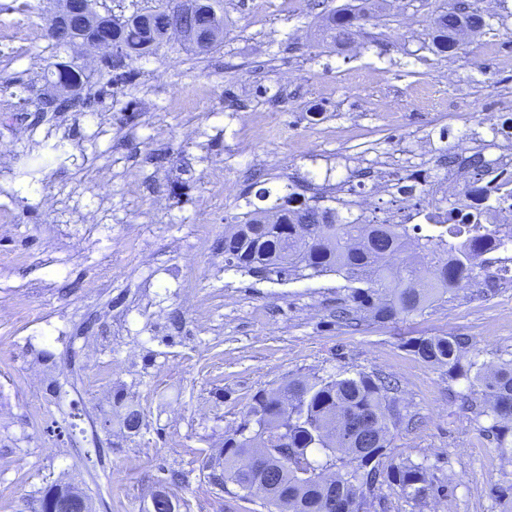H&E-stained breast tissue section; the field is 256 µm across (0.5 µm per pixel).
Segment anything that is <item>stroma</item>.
Returning a JSON list of instances; mask_svg holds the SVG:
<instances>
[{
	"label": "stroma",
	"instance_id": "stroma-1",
	"mask_svg": "<svg viewBox=\"0 0 512 512\" xmlns=\"http://www.w3.org/2000/svg\"><path fill=\"white\" fill-rule=\"evenodd\" d=\"M349 2L219 0L220 48L166 40L126 61L117 94L85 50L86 98L65 112L39 101L46 66L72 49L37 41L35 68L0 41V512H39L67 482L94 512H151L160 487L177 512H256L209 479L225 433L257 392L341 369L395 379L387 454L441 487L422 500L383 487L370 512H512V448L460 402L475 387L408 348L453 333L481 361L512 359V283L354 328L336 318L342 278L260 280L224 260L253 183L369 196L382 222L396 202L377 183L439 179L462 140L512 144V0L463 39L445 84L428 48L444 0L376 5L337 49L322 21ZM363 158L375 176L361 181ZM118 396L140 410L138 432L120 428Z\"/></svg>",
	"mask_w": 512,
	"mask_h": 512
}]
</instances>
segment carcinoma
<instances>
[{
    "label": "carcinoma",
    "instance_id": "1",
    "mask_svg": "<svg viewBox=\"0 0 512 512\" xmlns=\"http://www.w3.org/2000/svg\"><path fill=\"white\" fill-rule=\"evenodd\" d=\"M171 0L150 13V22L118 24L112 41L141 57L152 55L166 39ZM369 0L342 8L329 16L326 39L332 46L346 45L371 18ZM490 26L475 0H450L430 24L434 52L457 47L462 28ZM56 75L75 88L78 99L86 83L84 68L72 63ZM275 197L270 206L263 205ZM242 213L224 234V261L248 274L267 278H314L334 273L348 283L351 311L380 321L407 317L424 309L450 288H467L478 277L480 258L495 246L490 230L478 224H445L439 234L409 235L405 224H353L336 209L322 206L315 197L303 198L284 185V193L260 188L246 200ZM413 241L419 261L393 259ZM411 351L430 365H445L452 378L473 377L480 388L478 415L490 424L499 447H508L512 433V359L493 368L476 360L468 367L461 359L470 347L456 335L418 337ZM396 390L388 378L375 373H340L333 378L294 377L252 398L238 427L225 435L222 470L214 484L246 501H261L276 512H328L334 496L369 512L384 485L423 499L433 490L428 467L422 463L387 459L391 428L400 412L390 396ZM262 452L268 466L253 474L238 469L237 457ZM335 470L336 484H323L321 475ZM255 483L274 488L269 496L248 490ZM89 498L76 486L55 485L40 499V512H88Z\"/></svg>",
    "mask_w": 512,
    "mask_h": 512
}]
</instances>
